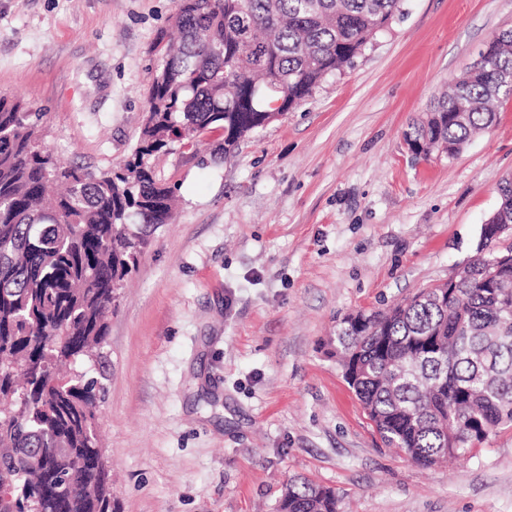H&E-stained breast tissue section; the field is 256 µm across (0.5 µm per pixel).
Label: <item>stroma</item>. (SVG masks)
<instances>
[{
	"label": "stroma",
	"mask_w": 512,
	"mask_h": 512,
	"mask_svg": "<svg viewBox=\"0 0 512 512\" xmlns=\"http://www.w3.org/2000/svg\"><path fill=\"white\" fill-rule=\"evenodd\" d=\"M176 0H0V96L42 113L61 163L135 148L150 48ZM512 29V0H405L352 68L221 160H153L175 189L86 360L115 512H275L285 484L341 512H512V428L432 467L381 446L329 346L337 316L446 282L512 178V98L454 157L402 132Z\"/></svg>",
	"instance_id": "1"
}]
</instances>
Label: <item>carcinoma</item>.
I'll return each mask as SVG.
<instances>
[{"mask_svg":"<svg viewBox=\"0 0 512 512\" xmlns=\"http://www.w3.org/2000/svg\"><path fill=\"white\" fill-rule=\"evenodd\" d=\"M404 0H178L161 32L138 146L107 171L62 166L38 140L42 113L0 97V512H113L96 438L97 382L62 373L107 336L106 315L174 189L149 164L221 130L219 151L264 127L270 102L299 106L354 64ZM404 140L455 156L512 96V30L494 36ZM495 222L512 224V184ZM336 358L383 445L432 466L512 427V255L477 250L440 301L421 290L336 321ZM300 478L276 512H340Z\"/></svg>","mask_w":512,"mask_h":512,"instance_id":"cac0c4a2","label":"carcinoma"}]
</instances>
